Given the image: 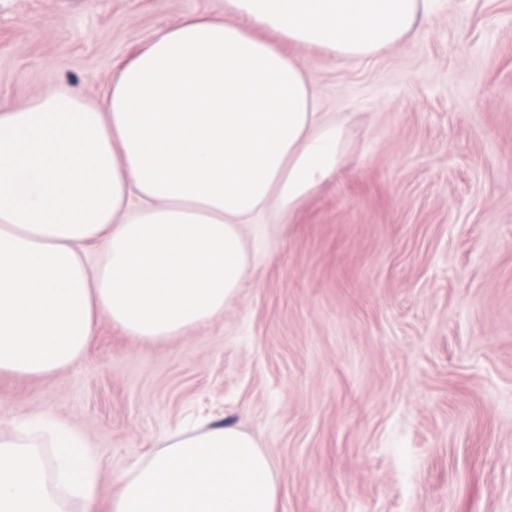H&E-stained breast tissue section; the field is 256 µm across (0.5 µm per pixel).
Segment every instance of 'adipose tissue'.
<instances>
[{
  "instance_id": "adipose-tissue-1",
  "label": "adipose tissue",
  "mask_w": 512,
  "mask_h": 512,
  "mask_svg": "<svg viewBox=\"0 0 512 512\" xmlns=\"http://www.w3.org/2000/svg\"><path fill=\"white\" fill-rule=\"evenodd\" d=\"M156 34L101 99L0 102V372L75 364L98 319L145 340L219 316L242 288L240 227L292 210L338 168L343 133L284 44L366 59L426 0H220ZM100 261H93V254ZM49 431L56 450L29 442ZM278 465L214 426L133 462L110 512H275ZM98 512V459L47 416L0 430V512Z\"/></svg>"
}]
</instances>
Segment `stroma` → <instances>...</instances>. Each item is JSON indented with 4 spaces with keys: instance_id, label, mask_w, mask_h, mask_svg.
<instances>
[{
    "instance_id": "35a3bbf8",
    "label": "stroma",
    "mask_w": 512,
    "mask_h": 512,
    "mask_svg": "<svg viewBox=\"0 0 512 512\" xmlns=\"http://www.w3.org/2000/svg\"><path fill=\"white\" fill-rule=\"evenodd\" d=\"M219 0H0V102L103 97ZM344 131L336 174L242 232L222 315L142 340L106 319L74 365L0 374V427L48 415L98 453L102 503L187 423L252 435L276 512H512V0H432L393 48L284 45Z\"/></svg>"
}]
</instances>
